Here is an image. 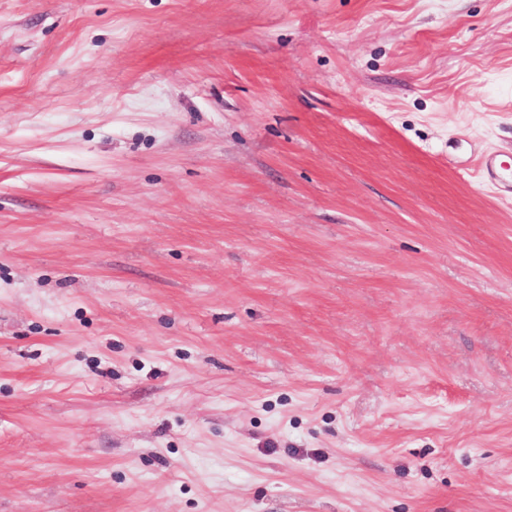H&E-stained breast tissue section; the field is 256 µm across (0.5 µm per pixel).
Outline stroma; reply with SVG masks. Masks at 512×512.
Instances as JSON below:
<instances>
[{"label": "stroma", "mask_w": 512, "mask_h": 512, "mask_svg": "<svg viewBox=\"0 0 512 512\" xmlns=\"http://www.w3.org/2000/svg\"><path fill=\"white\" fill-rule=\"evenodd\" d=\"M512 0H0V512H512Z\"/></svg>", "instance_id": "1"}]
</instances>
